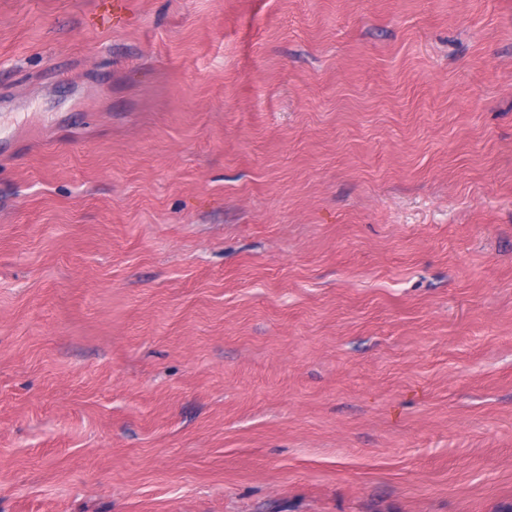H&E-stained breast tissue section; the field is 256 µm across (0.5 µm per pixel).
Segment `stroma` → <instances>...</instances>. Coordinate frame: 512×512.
I'll list each match as a JSON object with an SVG mask.
<instances>
[{"instance_id":"stroma-1","label":"stroma","mask_w":512,"mask_h":512,"mask_svg":"<svg viewBox=\"0 0 512 512\" xmlns=\"http://www.w3.org/2000/svg\"><path fill=\"white\" fill-rule=\"evenodd\" d=\"M0 0V512H512V0Z\"/></svg>"}]
</instances>
